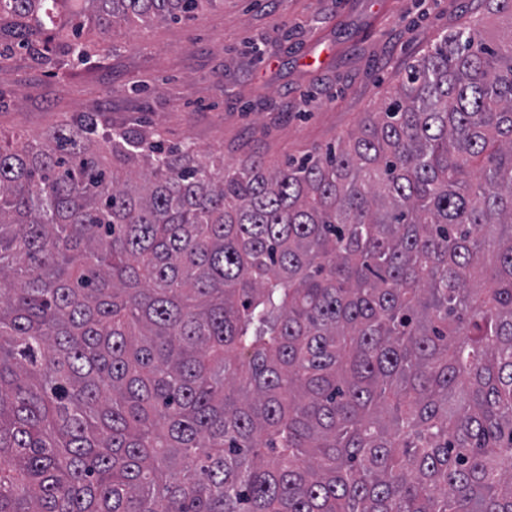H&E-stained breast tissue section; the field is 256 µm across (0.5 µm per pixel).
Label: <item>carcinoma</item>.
<instances>
[{
    "label": "carcinoma",
    "mask_w": 512,
    "mask_h": 512,
    "mask_svg": "<svg viewBox=\"0 0 512 512\" xmlns=\"http://www.w3.org/2000/svg\"><path fill=\"white\" fill-rule=\"evenodd\" d=\"M217 0H0V68ZM270 167L0 132V512H512V0Z\"/></svg>",
    "instance_id": "obj_1"
}]
</instances>
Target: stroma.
Returning a JSON list of instances; mask_svg holds the SVG:
<instances>
[{"label":"stroma","mask_w":512,"mask_h":512,"mask_svg":"<svg viewBox=\"0 0 512 512\" xmlns=\"http://www.w3.org/2000/svg\"><path fill=\"white\" fill-rule=\"evenodd\" d=\"M487 0H218L185 25L116 26L102 61L53 74L27 54L0 70V131L28 140L84 111L175 145L276 166L359 127L439 34Z\"/></svg>","instance_id":"1"}]
</instances>
